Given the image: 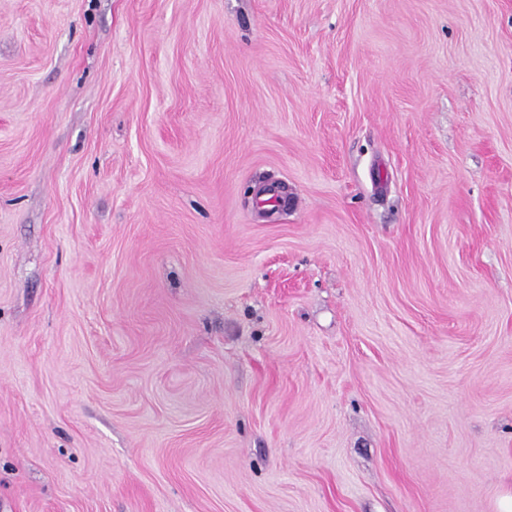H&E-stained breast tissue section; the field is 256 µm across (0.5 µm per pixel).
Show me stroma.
Here are the masks:
<instances>
[{
  "mask_svg": "<svg viewBox=\"0 0 512 512\" xmlns=\"http://www.w3.org/2000/svg\"><path fill=\"white\" fill-rule=\"evenodd\" d=\"M512 0H0V512H498Z\"/></svg>",
  "mask_w": 512,
  "mask_h": 512,
  "instance_id": "35a3bbf8",
  "label": "stroma"
}]
</instances>
